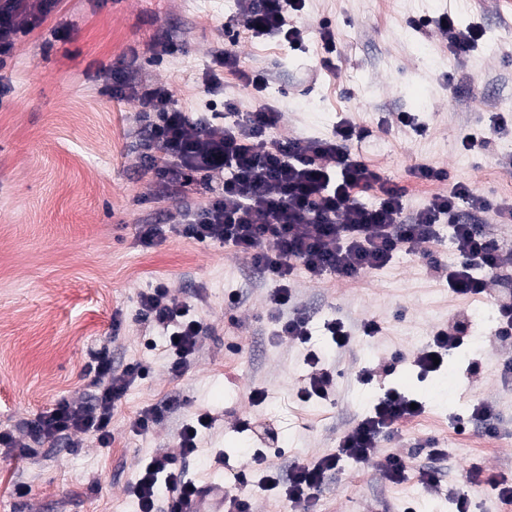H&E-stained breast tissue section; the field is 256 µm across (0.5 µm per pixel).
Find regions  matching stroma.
<instances>
[{
    "instance_id": "35a3bbf8",
    "label": "stroma",
    "mask_w": 512,
    "mask_h": 512,
    "mask_svg": "<svg viewBox=\"0 0 512 512\" xmlns=\"http://www.w3.org/2000/svg\"><path fill=\"white\" fill-rule=\"evenodd\" d=\"M446 11L459 28L484 30L467 56H454L432 23ZM236 12L234 0L205 7L199 0H58L0 68L12 86L0 101V432L26 443L19 420L93 393L95 352L110 350L118 368L139 362L149 369L115 408L108 444L84 433L75 448L59 441L1 459L0 512H137L129 489L143 460L158 452L173 454L175 468L198 486L228 481L245 453L265 448L242 429L246 419L278 430L282 451L267 463L284 477L291 462L336 453L389 390L422 403L423 413L382 437L367 463L342 459L317 493L319 512H455L459 497L469 512H512L495 490L512 479V377L501 373L512 347L494 336L498 304L512 297V268L477 298L442 288L431 263L455 250L443 220L436 243L400 251L356 280L330 276L319 285L297 270L283 315L308 316L312 339L276 340L268 311L274 282L231 247L176 232L183 221L177 200L160 197L141 167L142 106L105 91L111 69L125 67L167 86L193 118L223 110L229 94L246 110L275 106L278 138L325 139L349 121L359 136L348 151L379 176L355 195L365 207L376 206L385 188L400 187L412 213L458 182L490 201L512 200V168L503 165L512 156V0H307L289 19L303 31L297 46L229 27ZM160 31L174 46L155 56L149 44ZM221 46L235 49L240 72L265 75L263 91L228 71L222 91L208 92L206 73ZM401 112L412 125L397 122ZM493 118L500 128L492 134ZM469 133L489 134V146L466 149ZM420 165L445 171L446 180L416 179ZM158 223L164 238L145 247L140 225ZM160 284L208 327L178 376L162 331L141 322L140 295ZM232 289L242 299L231 310L224 297ZM458 315L471 323V335L440 370L422 373L415 353ZM371 317L382 332L358 335ZM332 318L354 329L349 347L336 349L326 336L323 324ZM310 349L335 361L341 375L328 399L304 403L297 392L311 372L304 361ZM387 363L392 371L379 374ZM372 369L376 377L365 379ZM257 389L266 393L258 404L250 398ZM478 397L494 409L493 430L474 423L456 432L455 421L467 419ZM147 407L158 410V422L133 433L131 419ZM205 413L211 428L195 455L181 457L182 426ZM433 441L445 450L436 495L420 477ZM392 456L409 461L398 484L382 477ZM20 485L28 494H17Z\"/></svg>"
}]
</instances>
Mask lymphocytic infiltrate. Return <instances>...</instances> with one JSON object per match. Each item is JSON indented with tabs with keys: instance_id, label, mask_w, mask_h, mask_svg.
<instances>
[{
	"instance_id": "lymphocytic-infiltrate-1",
	"label": "lymphocytic infiltrate",
	"mask_w": 512,
	"mask_h": 512,
	"mask_svg": "<svg viewBox=\"0 0 512 512\" xmlns=\"http://www.w3.org/2000/svg\"><path fill=\"white\" fill-rule=\"evenodd\" d=\"M26 0H0V67L11 57L19 36L27 34L39 17L50 14L56 0H41L38 13L27 12ZM305 0H239L236 25L252 36L276 34L289 44L299 43L302 32L288 23L300 13ZM113 97L136 98L156 119L141 133L140 147L148 170L153 171L159 195L172 197L195 177L220 173L224 185L204 207L186 205L184 234L198 242L232 245L246 256L251 266L275 281L269 297L270 313L278 320L279 339L308 343L312 338L305 315L286 319L282 310L292 297L296 269H304L315 282L336 275L354 279L387 266L398 249L436 241V225L447 218L454 229L460 256L452 268L432 263L436 279L457 295L485 293L490 277L512 265V253L503 252L476 222L478 214L495 211L512 221V203H491L476 195L466 184H455L449 193L434 194L414 216L405 213L401 189H386L377 207L367 208L354 199L356 189L377 182L378 174L346 149L355 129L343 123L333 138L301 140L274 139L270 132L281 119L279 112L259 106L241 113L237 102L224 101L225 122L208 117L190 118L175 108L168 88L138 79L129 71L111 75ZM471 208L460 216L459 202ZM142 322L160 327L172 357L170 369L181 373L197 351L206 329L191 317L189 305L172 297L160 286L140 297ZM468 331L466 321L438 329L432 342L420 350L415 364L434 371L435 359L460 346ZM89 369L94 374L96 394L80 402L63 400L35 420L18 426L37 445L55 438L71 439L75 433H95L101 443L111 439L112 413L130 386L145 378L148 368L130 364L116 368L108 352L93 355ZM410 399L387 391L342 439L337 453L316 461L292 464L287 481L269 474L263 486L283 488V497L299 512H314L316 493L340 458L358 463L369 461L382 434L395 432L404 419L414 417ZM266 456L257 452L232 475L234 493L225 495L224 512H250L253 473ZM139 512H190L191 503L202 489L172 465L167 453L151 456L131 489Z\"/></svg>"
}]
</instances>
